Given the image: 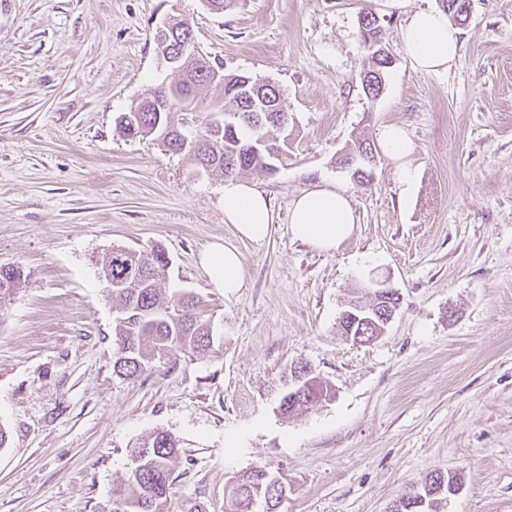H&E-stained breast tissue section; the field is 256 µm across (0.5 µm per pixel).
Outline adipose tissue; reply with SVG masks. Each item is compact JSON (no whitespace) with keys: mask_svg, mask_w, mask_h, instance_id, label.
Segmentation results:
<instances>
[{"mask_svg":"<svg viewBox=\"0 0 512 512\" xmlns=\"http://www.w3.org/2000/svg\"><path fill=\"white\" fill-rule=\"evenodd\" d=\"M402 42L415 69L428 74L448 71L458 60L461 48L460 32L450 25L447 12L434 9L419 10L409 17ZM377 139L392 164L401 194H408L417 182L418 171L411 160L413 145L406 129L396 123L382 125ZM277 218L269 197L257 183L225 181L224 221L234 226L240 238L264 241ZM288 222L295 239L330 251L352 235L356 216L344 188L320 181L293 199ZM200 262L214 288L228 295L243 288V264L235 247L213 244L202 252Z\"/></svg>","mask_w":512,"mask_h":512,"instance_id":"obj_1","label":"adipose tissue"}]
</instances>
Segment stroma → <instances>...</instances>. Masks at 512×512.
Listing matches in <instances>:
<instances>
[{"label": "stroma", "mask_w": 512, "mask_h": 512, "mask_svg": "<svg viewBox=\"0 0 512 512\" xmlns=\"http://www.w3.org/2000/svg\"><path fill=\"white\" fill-rule=\"evenodd\" d=\"M438 0H5L0 6V265L26 280L0 304V512H111L135 442L174 436L168 512H224L257 465L288 477L278 512H387L438 469L461 488L445 512H512V0H472L461 56L415 70L401 29ZM375 12L395 63L368 100L359 17ZM189 19L226 71L279 85L288 161L256 176L279 214L261 243L224 221V177L130 139L119 118L173 81L155 36ZM407 127L419 170L402 200L376 151L355 181L338 156ZM326 180L358 224L323 252L295 240L292 199ZM236 244L245 284L213 288L199 263ZM162 247L167 286L214 315L219 353L114 371L117 311L98 262ZM397 289L379 339L339 330L352 296ZM303 361L335 396L289 416L281 378Z\"/></svg>", "instance_id": "1"}]
</instances>
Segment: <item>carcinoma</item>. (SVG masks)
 Returning a JSON list of instances; mask_svg holds the SVG:
<instances>
[{
  "instance_id": "obj_1",
  "label": "carcinoma",
  "mask_w": 512,
  "mask_h": 512,
  "mask_svg": "<svg viewBox=\"0 0 512 512\" xmlns=\"http://www.w3.org/2000/svg\"><path fill=\"white\" fill-rule=\"evenodd\" d=\"M383 30L366 25L360 38L369 55L373 46L382 39ZM189 66L194 75L183 82L181 94L197 102L205 99V90L211 87L203 66L193 59ZM260 81L241 73H224V134L222 140L213 141L201 132V139L186 140L189 135L184 126L170 125V113L157 116L155 112L140 113L139 120L129 126L120 125L128 138L152 137L165 151L184 154L197 168L211 173L220 172L233 177L242 172L274 174V169L288 158V145L281 138V94L275 85L265 88L269 98L264 100L269 111L253 112V100L248 91L260 90ZM267 135V144L257 147L253 141L256 130ZM349 153L364 156L351 168L359 182L371 179L370 165L374 161L372 144L367 140L354 142ZM168 256L159 248L137 252L122 247L112 248L102 260L101 271H109L112 282L104 288L119 306L114 336L117 357L114 370L125 377L139 376L157 363L180 355L198 356L214 351V336L210 334L212 314L193 295L185 292H166ZM24 279L21 268L0 266V300L10 295ZM178 452L177 440L167 432L149 435L131 451V466L124 482L113 490V501L121 512H167L172 490V463ZM273 475L265 466H255L235 480L232 488V512H250L252 498L261 496L269 512H276L283 499V486L271 482ZM450 481L440 470L427 473L416 491L401 498L402 512H441L443 504L434 508H413L411 500L426 496Z\"/></svg>"
}]
</instances>
